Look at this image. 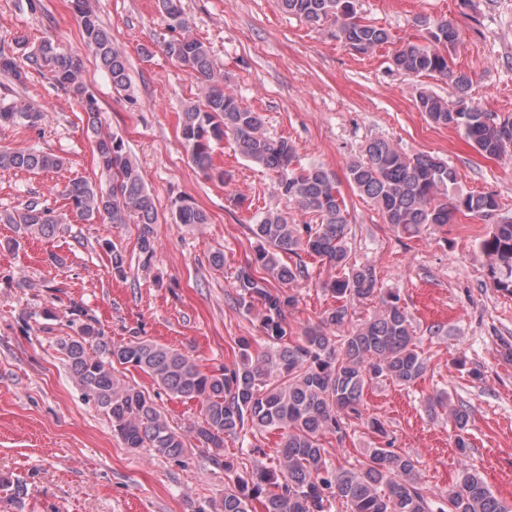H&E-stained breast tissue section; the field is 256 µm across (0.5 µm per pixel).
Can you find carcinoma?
I'll return each mask as SVG.
<instances>
[{"label": "carcinoma", "instance_id": "cac0c4a2", "mask_svg": "<svg viewBox=\"0 0 512 512\" xmlns=\"http://www.w3.org/2000/svg\"><path fill=\"white\" fill-rule=\"evenodd\" d=\"M69 2L86 49L114 88L128 87L127 58L111 32L86 0ZM280 6L311 26L336 22L337 38L358 53L390 39L385 29L365 21L357 0H280ZM157 7L173 33L165 42L166 54L202 85L201 97L183 110L178 122L190 161L206 175L229 183L230 172L214 165L215 149L229 134L242 158L275 174L274 190L287 204L317 215L319 223L291 224L285 213L267 211L249 226L259 248L236 270L233 288L240 307L257 311L268 341L264 350L251 351L249 340L242 337L238 363L205 372L177 349L140 339L112 344L96 324L81 323L62 347L85 401L103 409L112 432L127 448L147 449L174 461L193 451L194 441L205 449L227 479L224 495L210 503L211 512H331L336 502L345 504L348 512H512L468 468L448 490L429 492L417 475L416 461L394 452L383 423L364 416L362 399L370 384L385 379L409 387L426 373L427 359L407 311L398 298L388 296L380 298L375 315L355 317L348 302L377 297V276L373 268L351 263L348 212L338 183L318 165L297 163L288 139L264 134L260 113L241 105L227 89L224 75L215 72L208 47L190 33L180 0H157ZM419 25L426 30L425 42L400 46L391 57L393 67L405 74L448 77L455 94L446 100L422 89L416 96L418 110L434 126L463 136L484 158L512 153V118L497 120L473 103L471 75L453 67L451 52L460 38L457 25L446 19L431 25L421 20ZM26 61L33 69L50 68L55 84L78 100L86 131L93 137L97 166L110 178L106 188L81 178L70 180L62 195L72 212L88 224L131 220L141 225L139 249L143 266H149L155 254L154 197L124 140L101 132L98 100L83 81L80 60L45 42ZM0 73L20 84L27 79L26 68L5 53H0ZM42 120L40 111L0 105L1 122L34 127ZM61 165L60 157L40 149L0 150V171L51 172ZM347 180L376 205L386 223L407 234L449 224L459 214L498 217L494 194H452L458 178L448 162L428 153H404L386 139L362 147L347 166ZM173 218L189 226L208 223L207 214L189 199L178 201ZM0 223L13 225L21 238H50L59 220L52 209L28 203L0 211ZM480 249L489 259L494 287L512 295V217H499ZM301 252L336 268V278L326 283L336 306L293 337L288 333V309L295 306L296 297L274 283L288 285L308 275L305 264L284 261ZM130 369L148 375L164 392L200 404L201 419L191 428L192 438L169 423L149 392L118 377ZM450 416L456 448L464 454L470 448L469 412L460 405ZM363 420L377 435L378 445L354 463L333 461L324 436L341 442L352 424ZM256 431L280 432L276 467H238L224 458L225 438L243 441Z\"/></svg>", "mask_w": 512, "mask_h": 512}]
</instances>
